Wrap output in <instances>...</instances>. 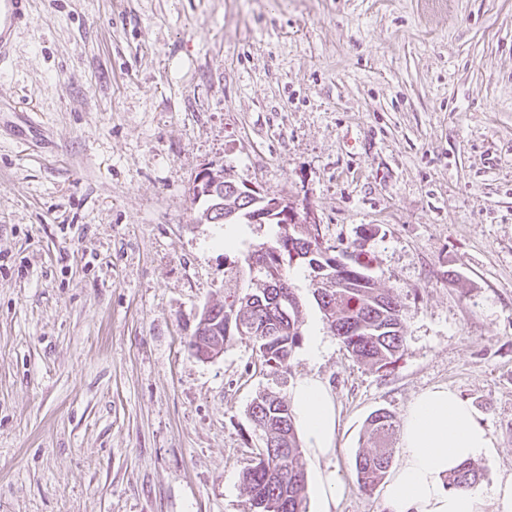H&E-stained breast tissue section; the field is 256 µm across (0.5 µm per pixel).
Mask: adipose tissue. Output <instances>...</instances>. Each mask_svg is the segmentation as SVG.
<instances>
[{
	"label": "adipose tissue",
	"mask_w": 512,
	"mask_h": 512,
	"mask_svg": "<svg viewBox=\"0 0 512 512\" xmlns=\"http://www.w3.org/2000/svg\"><path fill=\"white\" fill-rule=\"evenodd\" d=\"M295 426L314 457L335 451L339 412L319 378L292 389ZM494 446L473 407L447 387L427 390L409 404L403 420L400 462L384 492L386 512H512V477L487 487L452 490L448 474L461 463L489 455Z\"/></svg>",
	"instance_id": "adipose-tissue-1"
}]
</instances>
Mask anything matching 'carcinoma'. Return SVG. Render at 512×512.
Wrapping results in <instances>:
<instances>
[{"label": "carcinoma", "mask_w": 512, "mask_h": 512, "mask_svg": "<svg viewBox=\"0 0 512 512\" xmlns=\"http://www.w3.org/2000/svg\"><path fill=\"white\" fill-rule=\"evenodd\" d=\"M229 198L220 224H248L250 201L224 188ZM348 248L323 246L308 224H279L273 238L253 245L235 273L248 272L257 278V288L244 296L224 300L218 313L219 326H230L224 334L229 343L237 334V319L252 327V339L262 364L288 370L302 333V303L291 282L294 266L310 269L311 279L332 276L334 287L318 292L311 288L329 329L357 360L383 368L403 356L405 308L391 290L379 288L368 267L338 255ZM248 414L259 434V446L252 463L242 473L249 512H306L308 477L300 463L301 444L290 404L272 393H260ZM369 449L356 455L354 473L359 489L373 492L386 478L395 453L396 421L378 409L367 419ZM482 473L465 462L448 475V488L475 487Z\"/></svg>", "instance_id": "obj_1"}]
</instances>
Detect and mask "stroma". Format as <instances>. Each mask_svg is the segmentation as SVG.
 <instances>
[{
    "instance_id": "35a3bbf8",
    "label": "stroma",
    "mask_w": 512,
    "mask_h": 512,
    "mask_svg": "<svg viewBox=\"0 0 512 512\" xmlns=\"http://www.w3.org/2000/svg\"><path fill=\"white\" fill-rule=\"evenodd\" d=\"M0 66V512H248V409L314 376L340 411L332 512H385L354 460L368 417L445 385L512 476V0H34ZM23 111H15L16 103ZM43 142H17L25 121ZM314 209L405 306L375 369L333 333L286 371L237 336L187 347L242 295L199 224L204 167Z\"/></svg>"
}]
</instances>
